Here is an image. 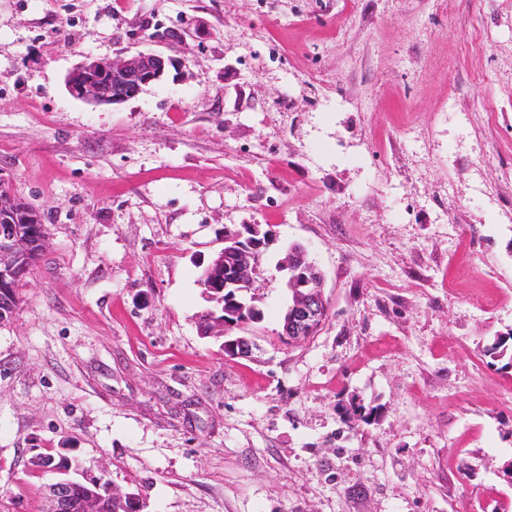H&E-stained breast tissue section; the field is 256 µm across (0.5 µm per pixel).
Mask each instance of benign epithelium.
<instances>
[{"label": "benign epithelium", "instance_id": "benign-epithelium-1", "mask_svg": "<svg viewBox=\"0 0 512 512\" xmlns=\"http://www.w3.org/2000/svg\"><path fill=\"white\" fill-rule=\"evenodd\" d=\"M171 60L154 52H139L131 57L112 59L88 58L68 73L65 85L75 98L95 105H115L128 101L148 85L160 80ZM28 223L25 211L13 202L3 203L0 198V314L9 307L10 293L5 285L28 270L29 255L46 251V237H21L18 225ZM270 245V239L241 234L224 238V247L210 260L214 287L224 291V315H208V322L224 328V344L237 357L252 353L251 341L230 335V332L260 317V311L251 304V290L259 276L256 260L259 250ZM295 298L286 308L283 335L300 341L313 334L322 325L326 303L321 288L322 274L313 266L301 277L293 278ZM75 484L57 481L47 487L46 512H72L76 503Z\"/></svg>", "mask_w": 512, "mask_h": 512}]
</instances>
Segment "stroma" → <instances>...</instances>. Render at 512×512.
Wrapping results in <instances>:
<instances>
[{
  "instance_id": "1",
  "label": "stroma",
  "mask_w": 512,
  "mask_h": 512,
  "mask_svg": "<svg viewBox=\"0 0 512 512\" xmlns=\"http://www.w3.org/2000/svg\"><path fill=\"white\" fill-rule=\"evenodd\" d=\"M147 50L174 64L132 100L66 89ZM0 178L51 242L0 326V512H42L39 453L149 512H512L483 354L512 331V0H0ZM245 224L275 241L232 358L197 279ZM295 243L328 302L301 342Z\"/></svg>"
}]
</instances>
